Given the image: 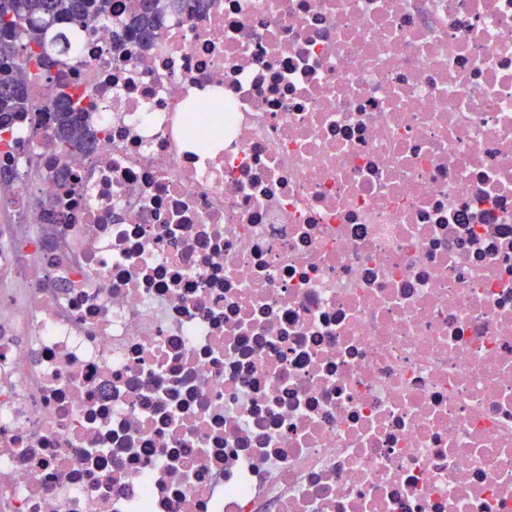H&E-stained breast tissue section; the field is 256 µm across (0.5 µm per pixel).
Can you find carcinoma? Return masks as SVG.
<instances>
[{"instance_id":"obj_1","label":"carcinoma","mask_w":512,"mask_h":512,"mask_svg":"<svg viewBox=\"0 0 512 512\" xmlns=\"http://www.w3.org/2000/svg\"><path fill=\"white\" fill-rule=\"evenodd\" d=\"M113 0H0V135L39 107L27 93L26 80H42L43 101L54 106V147L69 154L91 148L93 139L78 122L83 96L64 83L51 82L56 57L70 38L95 19L108 22ZM200 0H127L125 27L148 42L171 10L194 9Z\"/></svg>"}]
</instances>
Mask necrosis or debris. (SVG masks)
I'll list each match as a JSON object with an SVG mask.
<instances>
[{
    "label": "necrosis or debris",
    "instance_id": "necrosis-or-debris-1",
    "mask_svg": "<svg viewBox=\"0 0 512 512\" xmlns=\"http://www.w3.org/2000/svg\"><path fill=\"white\" fill-rule=\"evenodd\" d=\"M124 6L0 143V512H512V0ZM125 27L136 32L141 40L149 42L171 10H193L200 0H126ZM36 263L34 256L25 253L22 264L16 271H5L0 274V291L6 292L16 306L21 304L27 293L29 287L26 278Z\"/></svg>",
    "mask_w": 512,
    "mask_h": 512
}]
</instances>
